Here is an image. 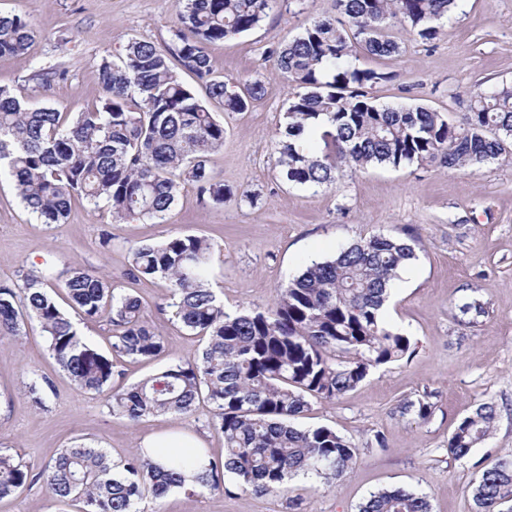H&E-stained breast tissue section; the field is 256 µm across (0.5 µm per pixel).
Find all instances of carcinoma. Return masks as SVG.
Returning a JSON list of instances; mask_svg holds the SVG:
<instances>
[{
	"instance_id": "cac0c4a2",
	"label": "carcinoma",
	"mask_w": 512,
	"mask_h": 512,
	"mask_svg": "<svg viewBox=\"0 0 512 512\" xmlns=\"http://www.w3.org/2000/svg\"><path fill=\"white\" fill-rule=\"evenodd\" d=\"M286 3L178 0L172 44L134 41L120 62L103 59V95L83 112L33 107L0 88V169L27 209L46 224H62L78 195L94 205L105 201L117 223L162 222L188 183L216 204L233 196L207 167L224 145V124L208 103L243 112L264 85L216 75L208 46L257 28ZM458 7L459 0H336L345 21L313 19L293 39L270 48L276 70L304 89L289 100L278 133L274 164L282 180L320 189L347 169L414 162L478 172L507 153L512 87L471 93L468 112L454 123L423 106L377 103L372 90L393 74L360 63L362 54L401 52L389 34L396 25L433 40ZM32 35L28 22L0 15V56H24ZM174 61L204 87L206 98L180 79ZM64 77L61 69L39 68L30 79L47 86ZM321 115L328 126L311 131ZM211 254L208 240L194 235L131 249V277L165 280L175 321L205 340L197 358L172 361L131 387L114 385L115 364L155 359L164 351V337L145 320L140 300L96 269H77L63 279L67 310L50 293L60 280L51 265L13 287L0 286V338L23 336L37 325L74 384L106 396L112 414L130 422L167 414L185 419L199 403H210L224 456L211 457L193 494H230L231 479L254 496L274 495L300 474L337 486L357 448L328 427L302 429L292 420L308 410V398L334 401L370 369L414 353L410 338L382 316L388 287L414 258L413 248L399 237L372 236L312 262L278 289L273 305L242 313L225 311L210 287ZM102 316L112 326L109 355L80 336L75 323ZM496 419L494 404H480L455 426L448 453L468 456L489 437ZM166 453L165 465L152 463L139 448L114 461L100 448L76 444L34 474L0 452V499L41 480L53 500L79 502L81 512H138L143 499L183 488L185 460L176 448ZM472 500L474 512L512 507L511 452L481 472ZM358 512H431V505L414 491L385 488Z\"/></svg>"
}]
</instances>
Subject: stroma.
Here are the masks:
<instances>
[{
    "label": "stroma",
    "mask_w": 512,
    "mask_h": 512,
    "mask_svg": "<svg viewBox=\"0 0 512 512\" xmlns=\"http://www.w3.org/2000/svg\"><path fill=\"white\" fill-rule=\"evenodd\" d=\"M335 0H293L260 27L210 45L219 74L262 81L261 99L243 112L216 109L224 146L209 167L232 189H248L256 204L239 197L213 205L186 185L165 222L114 223L107 204L74 199L65 223L45 224L21 202L7 175H0V285L52 264L56 270L97 268L118 287L139 297L150 325L165 338L163 354L149 362L117 365L123 386L157 373L176 359L201 352L197 336L171 322L168 289L161 280L129 278L130 250L172 235L206 237L214 247L210 280L226 310L271 304L277 288L314 260L377 234L410 240L416 257L402 266L384 310L385 319L416 345L411 359L372 369L365 381L338 400H311L299 427L325 426L354 444L358 459L337 487L304 477L287 493L257 497L190 494L176 490L140 503L141 512H358L371 493L403 486L428 496L432 512H472L471 487L484 468L512 451V159L480 172L435 164L375 167L344 172L316 191L286 185L274 166L278 132L285 124L293 88L267 51L297 36L314 16L335 15ZM0 15L19 16L33 29L25 58L0 57V88L22 94L36 107L77 112L95 104L102 59L120 61L127 45L167 46L177 24L176 0H0ZM401 54L366 58L391 72L378 87V103L420 105L459 119L474 89L512 86V0H464L425 43L398 33ZM58 66L65 79L43 89L31 72ZM109 246H101L103 232ZM480 299L483 315L462 314L460 305ZM47 379L45 404L28 396L33 377ZM420 399L433 405L424 421L403 413ZM498 415L488 439L467 457L448 453L457 422L479 404ZM212 411L199 405L188 419L156 416L136 423L115 416L103 397L76 388L51 357L39 329L0 339V449L40 470L66 447L83 443L120 458L156 432L198 433L215 456L224 440L209 425ZM383 444H376V437ZM0 512H77L49 498L42 483L0 500Z\"/></svg>",
    "instance_id": "35a3bbf8"
}]
</instances>
